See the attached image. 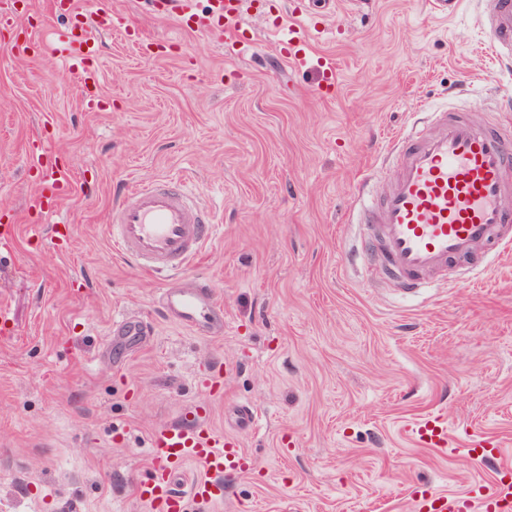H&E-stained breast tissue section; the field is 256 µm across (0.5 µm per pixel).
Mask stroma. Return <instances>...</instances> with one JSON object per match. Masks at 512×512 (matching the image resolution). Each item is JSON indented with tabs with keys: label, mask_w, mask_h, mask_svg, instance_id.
<instances>
[{
	"label": "stroma",
	"mask_w": 512,
	"mask_h": 512,
	"mask_svg": "<svg viewBox=\"0 0 512 512\" xmlns=\"http://www.w3.org/2000/svg\"><path fill=\"white\" fill-rule=\"evenodd\" d=\"M313 51L337 73L320 95L315 66L282 64L289 0H243L252 54L112 0L131 30L100 34L98 94L52 54L0 51V512H148L135 495L152 431L197 407L237 436L253 464L222 503L187 512H409L425 485L455 496L494 479L466 442L512 462V246L475 278L449 271L420 297L370 277L357 224L363 184L399 173L388 152L417 112L496 111L512 64H493L479 0L450 19L431 0H306ZM14 37L61 26L50 0H0ZM166 41L142 55L143 41ZM41 141L77 190L58 232L29 234ZM179 178L217 231L189 277L132 267L107 229L124 186ZM208 280L223 333L165 316L161 296ZM132 314L139 336L113 333ZM249 406L256 423L238 428ZM435 415L452 446L403 429Z\"/></svg>",
	"instance_id": "35a3bbf8"
}]
</instances>
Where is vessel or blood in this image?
Returning <instances> with one entry per match:
<instances>
[{
	"label": "vessel or blood",
	"instance_id": "obj_1",
	"mask_svg": "<svg viewBox=\"0 0 512 512\" xmlns=\"http://www.w3.org/2000/svg\"><path fill=\"white\" fill-rule=\"evenodd\" d=\"M55 11L80 17V27L55 29L50 43L29 36L7 43L17 57L41 56L53 48L65 59L84 87H97L91 59L102 32L127 28L124 15L113 12L110 0H53ZM190 0H158L159 15L189 23ZM211 19L224 22L227 55L247 52L251 44L239 21V0H209ZM480 21L494 62L512 60V0H486ZM309 42L296 26L279 54L287 62L305 59ZM399 177L388 187L363 198L360 223L370 229L372 264L380 278L401 285L410 294L448 273L452 264L472 262L479 250L512 242V140L502 128L477 123L457 109L425 113L393 145ZM49 151L31 146L30 168L41 174L34 199L37 221L54 223L61 203L75 186L66 170L50 165ZM213 226L199 205L165 182L128 190L112 209L109 235L115 250L131 265L148 272L179 274L188 270L210 239ZM214 304L206 280L180 293H164V310L193 328ZM413 441L431 448L449 445L448 427L429 416L408 427ZM190 462L202 464L205 476L193 479L188 493L176 488ZM241 443L219 434L199 415L153 431L151 467L137 484V495L150 512H185L186 497L213 505L224 498L220 477L249 469ZM412 512H512V467L502 465L493 481L465 494H447L421 487L409 498Z\"/></svg>",
	"mask_w": 512,
	"mask_h": 512
}]
</instances>
